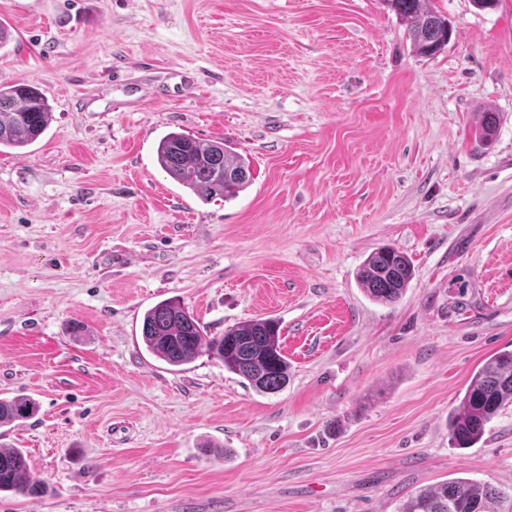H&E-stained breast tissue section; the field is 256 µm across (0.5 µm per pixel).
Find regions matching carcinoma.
Listing matches in <instances>:
<instances>
[{"label": "carcinoma", "mask_w": 512, "mask_h": 512, "mask_svg": "<svg viewBox=\"0 0 512 512\" xmlns=\"http://www.w3.org/2000/svg\"><path fill=\"white\" fill-rule=\"evenodd\" d=\"M407 24L414 50L432 56L448 44L447 19L428 6V0H387ZM52 108L30 82L0 84V149L22 150L45 132ZM156 162L180 186L203 200H230L252 181L250 163L224 140L200 141L170 132L156 148ZM413 277V267L399 251L382 247L371 253L357 271V280L374 302L399 301ZM145 350L172 367L192 363L205 353L224 369L243 378L261 393H275L288 384V359L282 354L278 324L272 319L239 323L222 336L205 335L198 320L179 302L163 300L149 308L141 329ZM512 405V350L486 358L475 370L458 409L448 416V432L461 447L478 443L486 426ZM35 403L27 398L0 399V426L31 416ZM0 491L39 495L44 486L31 479L20 448H0ZM506 497L488 484L454 478L417 490L397 512H512Z\"/></svg>", "instance_id": "obj_1"}]
</instances>
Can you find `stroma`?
<instances>
[{
  "instance_id": "35a3bbf8",
  "label": "stroma",
  "mask_w": 512,
  "mask_h": 512,
  "mask_svg": "<svg viewBox=\"0 0 512 512\" xmlns=\"http://www.w3.org/2000/svg\"><path fill=\"white\" fill-rule=\"evenodd\" d=\"M431 6L452 36L422 57L386 0H0V84L53 112L0 153V398L37 405L0 445L46 487L0 512H396L453 477L512 495V405L473 447L448 434L512 349V0ZM172 131L224 139L250 185H178ZM383 246L414 267L392 305L356 278ZM167 299L209 336L276 320L287 386L148 354Z\"/></svg>"
}]
</instances>
